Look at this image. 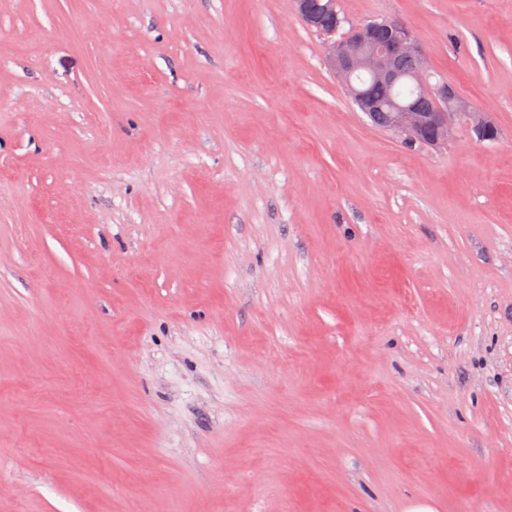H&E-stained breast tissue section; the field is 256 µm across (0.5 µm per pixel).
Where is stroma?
<instances>
[{"label":"stroma","instance_id":"obj_1","mask_svg":"<svg viewBox=\"0 0 512 512\" xmlns=\"http://www.w3.org/2000/svg\"><path fill=\"white\" fill-rule=\"evenodd\" d=\"M340 5L498 138L293 0H0V512H512V0ZM379 26L384 30L382 37L377 36ZM352 29L351 38L334 39L329 43L326 64L342 82L349 98L364 112L379 107L369 97L382 103L378 111L365 114L374 126L384 130L386 115L389 114L388 130L412 143L438 147L447 144L454 136L455 121L460 120L472 128L480 141L495 139V126L486 113L462 97L447 80L432 79L429 55L410 26L391 20L382 25L377 22L356 24ZM398 58L399 73L395 68ZM411 58L416 61L415 70ZM357 70L368 73L379 83H374L365 74L357 75L369 97L361 92L352 79V74ZM424 92L432 99L433 107ZM409 103L425 112L414 106L392 111L394 106Z\"/></svg>","mask_w":512,"mask_h":512}]
</instances>
